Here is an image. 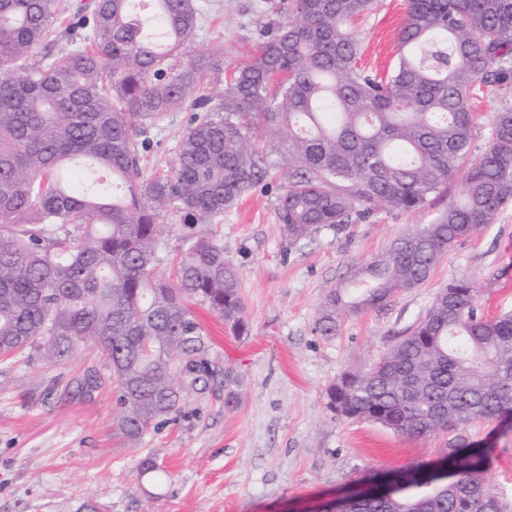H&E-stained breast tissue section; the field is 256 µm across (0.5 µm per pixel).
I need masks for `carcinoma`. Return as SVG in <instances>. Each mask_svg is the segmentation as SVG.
Masks as SVG:
<instances>
[{
    "label": "carcinoma",
    "mask_w": 512,
    "mask_h": 512,
    "mask_svg": "<svg viewBox=\"0 0 512 512\" xmlns=\"http://www.w3.org/2000/svg\"><path fill=\"white\" fill-rule=\"evenodd\" d=\"M379 0H267L252 52L205 91L224 48L186 55L196 0H96L75 7L81 33L48 64L39 46L62 23L58 0H0V358L35 351L48 364L95 342L113 385L114 426L128 445L181 410L201 374L205 343L191 307L248 333L218 221L259 188L275 198L288 240L342 228L375 208L417 212L458 184L416 226L332 291L336 310L386 303L424 282L448 246L496 221L512 203V103L494 113L485 149L471 142L474 90L512 95V0H407L396 62L359 64L353 25ZM192 100L196 113L175 163L146 175L147 130ZM208 224L181 236L175 280L157 275L163 218ZM465 276L442 288L417 325L368 370L342 374L328 405L409 438L450 433L454 479L431 466L394 478L392 494L348 497L342 512H512L486 484L488 458L470 426L512 421V311L478 313Z\"/></svg>",
    "instance_id": "obj_1"
}]
</instances>
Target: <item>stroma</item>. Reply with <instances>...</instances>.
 <instances>
[{"label":"stroma","mask_w":512,"mask_h":512,"mask_svg":"<svg viewBox=\"0 0 512 512\" xmlns=\"http://www.w3.org/2000/svg\"><path fill=\"white\" fill-rule=\"evenodd\" d=\"M205 14L195 55L222 43L225 63L243 58L265 21L264 0H197ZM406 0H382L359 20L363 67L383 73L396 59V33ZM193 116L183 105L151 128L147 170L169 168ZM447 204L425 210L377 209L343 230L325 227L290 243L273 199L246 194L220 221L224 254L234 264L250 330L240 335L205 307L193 309L204 334L203 358L217 376L189 390L175 421L138 447L116 434V398L109 387L82 388L100 368L98 349L79 344L57 366L36 355L0 361V512H316L319 504L358 488L368 471L394 473L434 461L446 436L409 440L327 406L328 387L347 371L377 363L431 307L451 278L467 276L488 316L512 310V205L495 223L449 247L429 279L384 305L342 311L336 335L316 321L325 298L414 225ZM491 464L487 484L512 499V430L482 422L469 429ZM167 473L140 475L142 459Z\"/></svg>","instance_id":"35a3bbf8"}]
</instances>
